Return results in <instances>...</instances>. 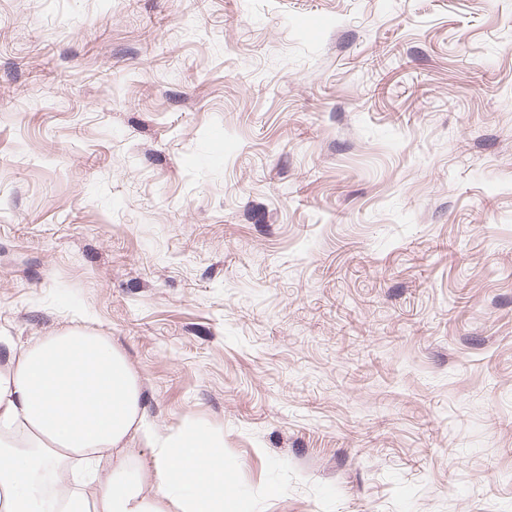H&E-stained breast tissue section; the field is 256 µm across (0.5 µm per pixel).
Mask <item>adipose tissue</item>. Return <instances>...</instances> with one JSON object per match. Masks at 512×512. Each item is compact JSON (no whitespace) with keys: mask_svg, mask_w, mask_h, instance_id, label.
I'll use <instances>...</instances> for the list:
<instances>
[{"mask_svg":"<svg viewBox=\"0 0 512 512\" xmlns=\"http://www.w3.org/2000/svg\"><path fill=\"white\" fill-rule=\"evenodd\" d=\"M145 440L150 464L131 444ZM224 443L192 418L154 432L111 337L0 340V512H227Z\"/></svg>","mask_w":512,"mask_h":512,"instance_id":"obj_1","label":"adipose tissue"}]
</instances>
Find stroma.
Masks as SVG:
<instances>
[{
  "label": "stroma",
  "mask_w": 512,
  "mask_h": 512,
  "mask_svg": "<svg viewBox=\"0 0 512 512\" xmlns=\"http://www.w3.org/2000/svg\"><path fill=\"white\" fill-rule=\"evenodd\" d=\"M67 327L233 512H512V0H0V336Z\"/></svg>",
  "instance_id": "35a3bbf8"
}]
</instances>
